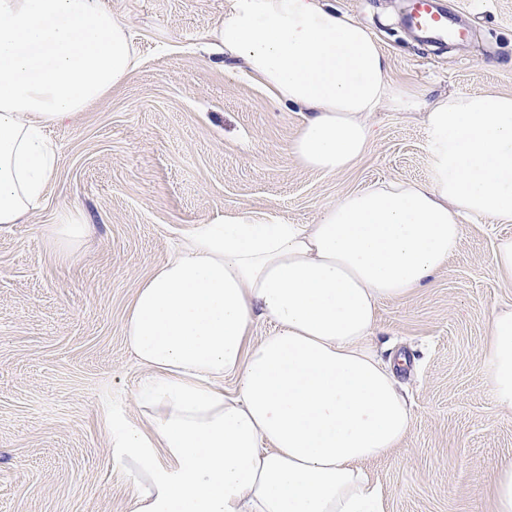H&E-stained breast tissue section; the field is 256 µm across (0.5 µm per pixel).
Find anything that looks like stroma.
<instances>
[{
    "mask_svg": "<svg viewBox=\"0 0 512 512\" xmlns=\"http://www.w3.org/2000/svg\"><path fill=\"white\" fill-rule=\"evenodd\" d=\"M124 17L139 65L86 111L49 127L57 170L42 207L0 227V512H131L133 482L112 459L106 418L138 417L144 370L126 344L134 292L179 232L225 214L311 223L320 208L386 180L430 176L423 113L382 106L351 169L300 167L288 144L303 114L204 53L201 36L234 0H105ZM471 28L461 44L418 39L404 0H326L367 26L389 77L424 90L512 94V0H445ZM51 224L87 230L68 258L42 243ZM512 224H468L431 282L378 311L377 345L412 362L401 380L411 432L364 468L386 512H492L512 465V413L499 412L483 350L512 282L490 266Z\"/></svg>",
    "mask_w": 512,
    "mask_h": 512,
    "instance_id": "35a3bbf8",
    "label": "stroma"
}]
</instances>
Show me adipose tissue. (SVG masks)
Returning <instances> with one entry per match:
<instances>
[{
  "label": "adipose tissue",
  "mask_w": 512,
  "mask_h": 512,
  "mask_svg": "<svg viewBox=\"0 0 512 512\" xmlns=\"http://www.w3.org/2000/svg\"><path fill=\"white\" fill-rule=\"evenodd\" d=\"M203 39L305 112L288 146L302 167L350 169L370 144L367 113L387 105L425 110L430 178L349 193L309 224H196L156 261L125 322L146 370L140 417L108 422L132 512H385L362 464L396 448L414 414L377 352L378 309L447 264L461 215L512 223V95L425 102L325 0H235ZM137 65L104 0H0V225L43 203L56 172L46 129ZM260 319L274 329L251 339ZM484 358L497 408L512 412V308L492 312Z\"/></svg>",
  "instance_id": "1"
}]
</instances>
